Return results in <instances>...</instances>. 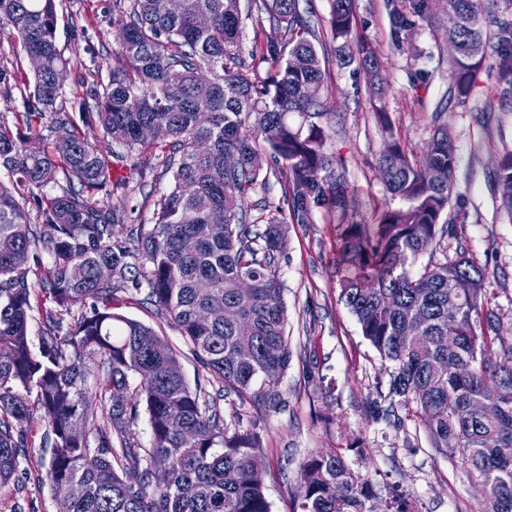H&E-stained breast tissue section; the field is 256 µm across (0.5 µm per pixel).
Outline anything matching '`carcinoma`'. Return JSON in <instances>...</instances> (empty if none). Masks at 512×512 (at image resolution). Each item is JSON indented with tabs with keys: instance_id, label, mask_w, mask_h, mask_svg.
I'll use <instances>...</instances> for the list:
<instances>
[{
	"instance_id": "1",
	"label": "carcinoma",
	"mask_w": 512,
	"mask_h": 512,
	"mask_svg": "<svg viewBox=\"0 0 512 512\" xmlns=\"http://www.w3.org/2000/svg\"><path fill=\"white\" fill-rule=\"evenodd\" d=\"M498 2L448 0V27L458 34L451 92L460 102L488 58L489 26L499 36L497 86L512 94V14ZM388 6L398 45L410 20L402 0ZM250 9L280 33L251 53L252 65L240 55L235 0H182L175 14L161 13L156 0H129L116 50L122 65L90 87L75 114L57 108L71 66L55 40L56 0H0V32L41 58L26 120L50 117L48 138L0 126V171L10 180L0 181V484L19 467L35 407L49 424L46 481L54 496L70 497L69 512H271L258 433L228 434L217 399L189 385L164 337L116 312V293L128 283L146 290L221 388L270 402L292 355L279 279L288 224H309L324 208L341 227L340 265L353 270L341 278V300L395 365L389 408L413 402L432 414L433 447L459 458L475 483L496 484L486 512H512V343L487 307L484 274L463 250L413 272L438 234L452 231L440 225L458 163L448 128L436 127L420 158L406 154L382 106L387 78L371 45L353 38L354 0H331L336 64L366 75L385 134L376 165L390 199L401 202L366 223L348 198L341 156L327 150L316 122L325 115L326 66L307 11L299 0H251ZM261 63L273 74L259 81ZM79 120L97 122L105 140L130 152L170 141L179 153L134 249L115 234L125 207L97 199L120 187L112 152L78 136ZM145 126L153 129L148 141L140 138ZM227 154L239 157L237 168H224ZM265 159L288 170L289 217L255 229L246 202L265 183ZM493 182L512 216V150L497 161ZM38 242L46 263L31 254ZM102 265L125 281L100 279ZM246 276L255 288L243 300ZM35 287L50 302L37 351L29 332ZM77 302L84 311L75 315ZM260 379L269 389H254ZM142 411L149 448L132 437ZM76 425L84 436L71 434ZM300 498V512H409L400 496L382 509L367 505L368 483L336 452L306 460Z\"/></svg>"
}]
</instances>
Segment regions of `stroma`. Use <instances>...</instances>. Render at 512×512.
<instances>
[{"mask_svg":"<svg viewBox=\"0 0 512 512\" xmlns=\"http://www.w3.org/2000/svg\"><path fill=\"white\" fill-rule=\"evenodd\" d=\"M433 21L412 17L403 47H395L386 0H356L355 36L372 44L388 77L386 108L405 151L420 156L435 124L447 125L457 149L455 191L444 222L452 235L440 248L422 254L427 265L455 258L465 248L487 276L489 309L499 317V333L512 337V218L500 211L490 176L500 155L512 148V107L495 98V73L482 71L472 95L458 102L450 94L447 0H430ZM127 20L114 0H57L56 42L65 57L77 61L58 108L69 110L85 94L93 76L107 78L120 62L116 34ZM32 79L21 45L0 35V125L23 129L22 114ZM322 119L329 150L339 153L351 194L366 221L387 198L376 168L384 139L371 109L365 77L353 68L330 65L322 92ZM169 150L158 145L115 161L113 179L128 182L115 193L131 221L119 235L134 244L139 225L153 221L155 203L171 182ZM286 171L269 170L267 182L248 198L252 220L268 219L285 209ZM335 217L314 209L308 224L288 227V248L279 261L287 309L292 358L280 376L277 401L255 404L225 393L219 405L228 432L254 430L262 438L264 488L271 512H297L301 466L312 454L341 453L370 486L374 505L403 492L412 512H483L485 497L455 458L433 448L425 418L416 407L396 406L395 414L377 415L372 402L388 389L393 365L367 341L355 316L340 300L336 269ZM126 317L154 328L180 353L189 384L216 393L210 374L167 317L131 293ZM28 442L15 477L0 486V512H57L43 479L49 451L41 444L48 422L34 411Z\"/></svg>","mask_w":512,"mask_h":512,"instance_id":"stroma-1","label":"stroma"}]
</instances>
